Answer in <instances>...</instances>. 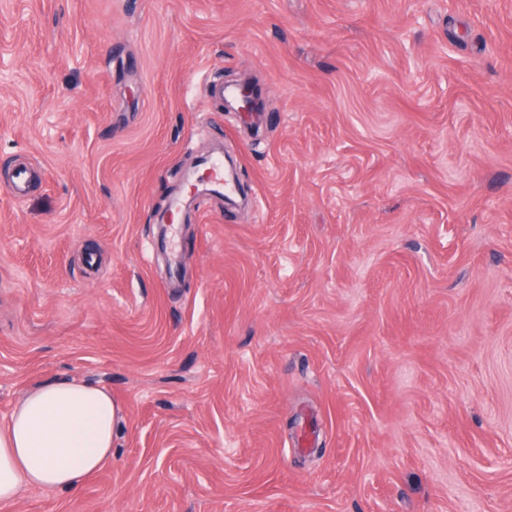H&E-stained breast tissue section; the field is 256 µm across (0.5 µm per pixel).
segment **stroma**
I'll return each mask as SVG.
<instances>
[{
    "label": "stroma",
    "instance_id": "stroma-1",
    "mask_svg": "<svg viewBox=\"0 0 512 512\" xmlns=\"http://www.w3.org/2000/svg\"><path fill=\"white\" fill-rule=\"evenodd\" d=\"M71 378L111 461L0 512H512V0H0V426ZM206 182L197 185L191 184V191L194 193L200 190H206L232 196L236 191L234 184L224 178V161L222 159H214L205 162Z\"/></svg>",
    "mask_w": 512,
    "mask_h": 512
}]
</instances>
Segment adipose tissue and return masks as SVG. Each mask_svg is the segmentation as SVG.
I'll return each instance as SVG.
<instances>
[{
	"instance_id": "ef3b65f1",
	"label": "adipose tissue",
	"mask_w": 512,
	"mask_h": 512,
	"mask_svg": "<svg viewBox=\"0 0 512 512\" xmlns=\"http://www.w3.org/2000/svg\"><path fill=\"white\" fill-rule=\"evenodd\" d=\"M117 417L111 395L80 380L29 389L0 429V505L80 486L111 460Z\"/></svg>"
}]
</instances>
